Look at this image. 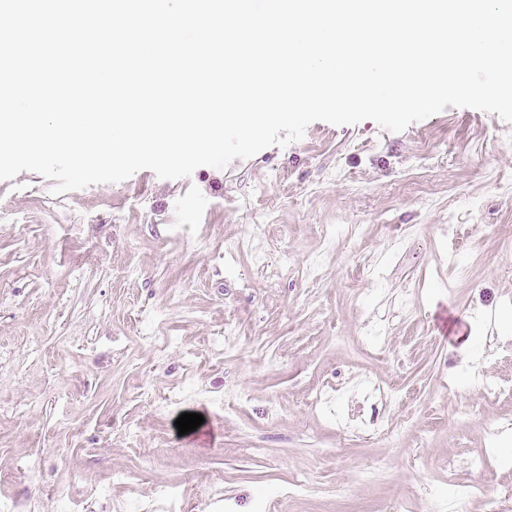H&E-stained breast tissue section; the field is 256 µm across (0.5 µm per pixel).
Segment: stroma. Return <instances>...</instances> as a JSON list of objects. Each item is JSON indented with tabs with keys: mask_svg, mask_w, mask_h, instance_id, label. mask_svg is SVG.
Listing matches in <instances>:
<instances>
[{
	"mask_svg": "<svg viewBox=\"0 0 512 512\" xmlns=\"http://www.w3.org/2000/svg\"><path fill=\"white\" fill-rule=\"evenodd\" d=\"M52 188L0 181L15 512H150L163 489L174 512H449L477 484L472 512H512V396L481 389L512 386V123L451 106L401 132L315 122L224 169ZM321 384L338 414L309 407ZM185 412L204 421L182 435Z\"/></svg>",
	"mask_w": 512,
	"mask_h": 512,
	"instance_id": "obj_1",
	"label": "stroma"
}]
</instances>
